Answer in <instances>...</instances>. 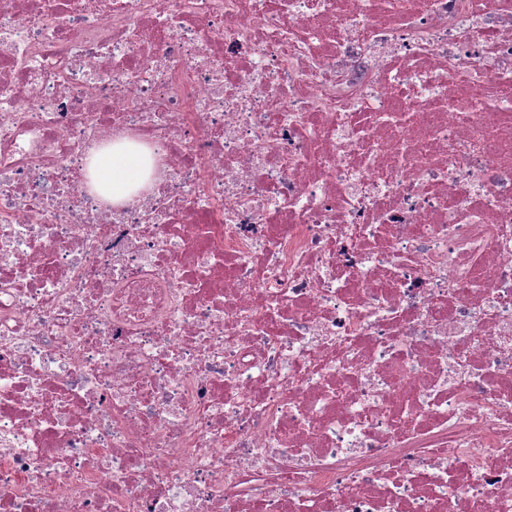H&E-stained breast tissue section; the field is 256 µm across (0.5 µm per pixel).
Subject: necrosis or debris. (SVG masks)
<instances>
[{"label":"necrosis or debris","instance_id":"4bbe7bcc","mask_svg":"<svg viewBox=\"0 0 512 512\" xmlns=\"http://www.w3.org/2000/svg\"><path fill=\"white\" fill-rule=\"evenodd\" d=\"M0 512H512V0H0ZM89 177L112 207H119L137 196L147 182L143 154L127 145L101 149L91 158Z\"/></svg>","mask_w":512,"mask_h":512}]
</instances>
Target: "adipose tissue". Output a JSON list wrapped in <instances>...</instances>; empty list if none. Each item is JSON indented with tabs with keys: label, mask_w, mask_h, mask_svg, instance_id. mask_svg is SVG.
<instances>
[{
	"label": "adipose tissue",
	"mask_w": 512,
	"mask_h": 512,
	"mask_svg": "<svg viewBox=\"0 0 512 512\" xmlns=\"http://www.w3.org/2000/svg\"><path fill=\"white\" fill-rule=\"evenodd\" d=\"M89 177L113 206H121L137 196L147 178L142 153L127 145H117L93 154Z\"/></svg>",
	"instance_id": "obj_1"
}]
</instances>
